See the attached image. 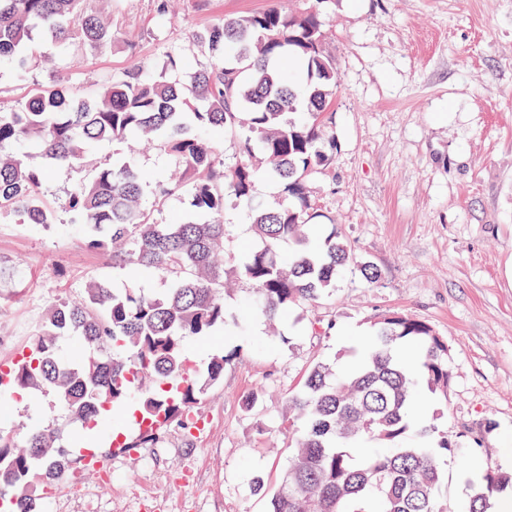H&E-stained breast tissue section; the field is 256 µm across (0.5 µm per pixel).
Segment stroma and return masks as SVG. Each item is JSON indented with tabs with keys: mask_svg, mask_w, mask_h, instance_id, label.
<instances>
[{
	"mask_svg": "<svg viewBox=\"0 0 512 512\" xmlns=\"http://www.w3.org/2000/svg\"><path fill=\"white\" fill-rule=\"evenodd\" d=\"M159 2L112 0L111 44L47 55L22 77L0 73V111L58 79L93 96L134 62L158 66L174 51L204 67L210 58L193 36L219 18L318 10L341 86L336 163L313 191L322 223L350 242L353 260L332 295L281 313L275 336L244 309L250 291L240 284L228 304L245 332L191 343L200 366L237 352L200 410L204 434L174 425L157 447L112 455L110 485L76 469L51 512H142L147 499L156 512H267L298 438L290 400L314 365L346 368V351L389 312L425 321L448 346V396L434 398L433 425L452 437L486 434L484 450L462 442L448 455V512H465L469 474L512 465V0H176L166 15ZM89 173L51 168L41 193L55 225L0 216V365L22 354L57 300H79L93 279L129 285L66 221L67 198ZM225 222L232 265L257 239L249 208L228 205ZM366 262L380 270L377 283L361 274ZM255 391L258 405L245 410ZM64 422L51 392L21 407L0 395V431ZM255 474L267 495L250 493Z\"/></svg>",
	"mask_w": 512,
	"mask_h": 512,
	"instance_id": "stroma-1",
	"label": "stroma"
}]
</instances>
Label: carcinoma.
<instances>
[{"mask_svg": "<svg viewBox=\"0 0 512 512\" xmlns=\"http://www.w3.org/2000/svg\"><path fill=\"white\" fill-rule=\"evenodd\" d=\"M85 2L0 0V71L24 74L38 45L65 54L112 43L108 18ZM194 41L210 63L189 74L171 53L161 69L135 64L88 100L54 81L0 112V213L22 224L58 220L39 193L48 168L3 153L10 144L31 145L52 165L81 168L102 142H152L180 167L177 178L154 181L155 203L186 192L192 206L181 220L157 222L143 206L147 182L130 158L95 166L69 194L70 223L84 227L88 248L110 250L112 265L131 278L158 277L168 288L154 294L91 282L80 302L53 305L27 351L0 370V394L49 388L76 425L66 444L50 426L20 439L0 432V501L12 512L36 509V473L52 489L76 469L69 449L87 447L86 432L95 427L116 436L132 411L139 430L126 447L147 448L161 440L158 419L182 429L198 420L231 355L216 353L199 368L188 345L220 326L240 331L225 306L227 279L249 284L247 305L273 318L334 292L350 264L351 248L336 232L312 243L319 214L311 183L336 160L326 110L341 82L318 14L272 7L215 22ZM292 67L305 77L300 92L289 84ZM217 128L238 142L231 163L209 138ZM261 179L279 183L281 198L251 210L259 244L228 268L218 261L226 199L251 206ZM74 336L86 353L67 358L61 343ZM349 354L346 372L317 364L293 396L303 426L270 512H447L442 463L454 448L434 425L407 440V409L418 388L447 397L448 346L428 324L387 314ZM365 440L378 450L358 459L351 445ZM509 490L512 469L487 470L467 512H489L491 498Z\"/></svg>", "mask_w": 512, "mask_h": 512, "instance_id": "cac0c4a2", "label": "carcinoma"}]
</instances>
